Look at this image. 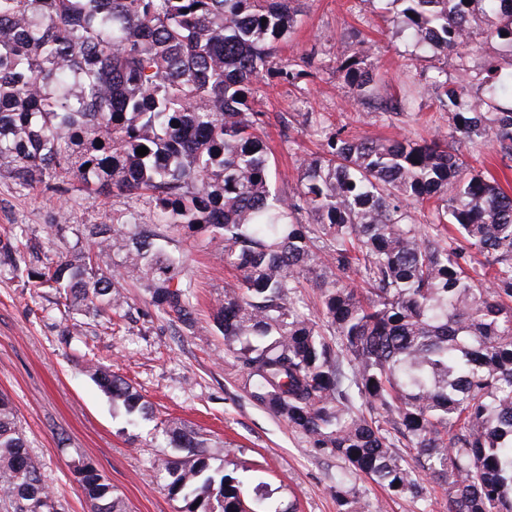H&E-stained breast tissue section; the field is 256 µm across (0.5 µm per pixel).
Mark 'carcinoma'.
<instances>
[{"label":"carcinoma","instance_id":"obj_1","mask_svg":"<svg viewBox=\"0 0 512 512\" xmlns=\"http://www.w3.org/2000/svg\"><path fill=\"white\" fill-rule=\"evenodd\" d=\"M389 2L435 54L460 56L478 35L512 49V0ZM300 12V0H0V161L25 189L61 196L76 183L143 198L154 224L208 234L239 274L213 314L227 351L250 395L312 447L412 496L421 512L430 482L448 493L447 512H512V195L463 154L492 129L512 161V104L471 101L490 68L455 80L441 69L427 93L451 115L448 136L337 130L285 192L249 99ZM336 71L353 100L374 95L379 78L362 59ZM141 146L149 153L136 154ZM426 202L433 220L412 222L411 206ZM136 223L134 212L114 215L88 225L87 240L102 249L114 225ZM29 253L17 237L0 239V267L69 309L110 318L136 279L163 314L195 324L183 260L151 232L109 271L88 251L54 268ZM308 285L320 292L312 318L294 308ZM87 372L129 418L149 414L107 366ZM166 431L179 452L154 472L180 512H296L266 503L267 483L227 472L197 431L174 421ZM74 472L90 512H127L91 464ZM335 494L344 512H361L346 477ZM0 512H58L3 392Z\"/></svg>","mask_w":512,"mask_h":512}]
</instances>
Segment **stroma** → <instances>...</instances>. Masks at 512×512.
<instances>
[{
  "instance_id": "stroma-1",
  "label": "stroma",
  "mask_w": 512,
  "mask_h": 512,
  "mask_svg": "<svg viewBox=\"0 0 512 512\" xmlns=\"http://www.w3.org/2000/svg\"><path fill=\"white\" fill-rule=\"evenodd\" d=\"M351 55L377 69L385 79L382 96L394 99L403 97L406 82L422 88L438 69L453 78L487 58L498 75H512V49L495 42L461 59L420 53L382 0H306L276 55L278 67L303 71V78L288 84L277 67L254 85V109L267 115L262 133L284 186L295 184L302 162L321 152L334 128L379 140L448 134V115L431 96L414 98L394 118L375 102H354L336 71L337 58ZM309 114L318 121L307 126ZM62 205L69 211L64 225L57 222ZM125 211L140 213L142 223L152 221L145 203L106 192L74 189L58 197L19 190L11 164H0V238L26 232L50 261L86 249V225L111 223L113 214ZM157 231L166 251L184 262L196 312L192 329L160 313L141 282L128 283V316L113 333L103 318L68 315L53 297L0 276V391L10 395L61 512H89L73 470L80 458L98 469L129 512H178V502L151 471L154 458L170 449L162 429L171 421L197 429L229 466L261 465L274 500L296 503L298 512H341L334 488L342 476L362 512H420V502L350 473L344 460L313 448L251 398L212 318L215 302L235 287V275L205 235L189 238L162 225ZM88 356L110 365L149 402L151 413L138 426H127L84 372Z\"/></svg>"
}]
</instances>
